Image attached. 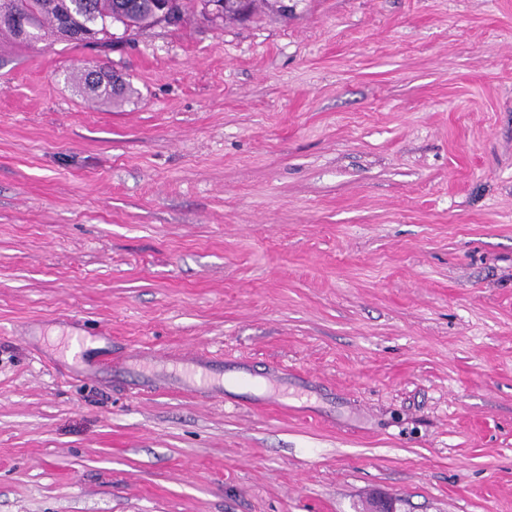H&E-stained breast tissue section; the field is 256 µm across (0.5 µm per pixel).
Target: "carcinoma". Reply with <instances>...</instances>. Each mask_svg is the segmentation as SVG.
<instances>
[{
    "label": "carcinoma",
    "mask_w": 512,
    "mask_h": 512,
    "mask_svg": "<svg viewBox=\"0 0 512 512\" xmlns=\"http://www.w3.org/2000/svg\"><path fill=\"white\" fill-rule=\"evenodd\" d=\"M202 4L201 15H209L208 5L218 4L215 19H240L242 10L253 13L271 3L279 11L283 0H0V42L30 46L36 39L27 36L22 24L36 28L41 38L79 45L93 40L111 46L132 34L161 24V14L177 25L188 19V5ZM77 88L102 104L115 105L130 87L107 67L98 65L74 77Z\"/></svg>",
    "instance_id": "cac0c4a2"
}]
</instances>
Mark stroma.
Segmentation results:
<instances>
[{
    "mask_svg": "<svg viewBox=\"0 0 512 512\" xmlns=\"http://www.w3.org/2000/svg\"><path fill=\"white\" fill-rule=\"evenodd\" d=\"M285 2L0 46V512H512V0ZM74 82L82 93L90 94L101 104H118L131 91L128 84L102 65L85 69L74 77Z\"/></svg>",
    "mask_w": 512,
    "mask_h": 512,
    "instance_id": "stroma-1",
    "label": "stroma"
}]
</instances>
